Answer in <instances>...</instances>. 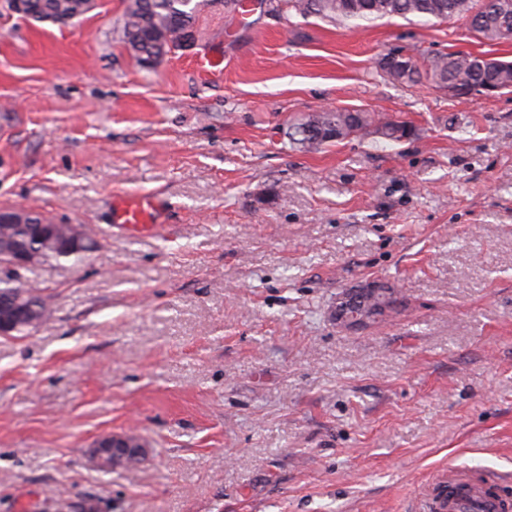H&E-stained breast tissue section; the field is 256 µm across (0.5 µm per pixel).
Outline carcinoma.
I'll list each match as a JSON object with an SVG mask.
<instances>
[{"label":"carcinoma","mask_w":512,"mask_h":512,"mask_svg":"<svg viewBox=\"0 0 512 512\" xmlns=\"http://www.w3.org/2000/svg\"><path fill=\"white\" fill-rule=\"evenodd\" d=\"M206 0H126L122 16V36L137 61L154 59L161 62L180 49L183 34L192 29L203 37L199 15ZM269 10L287 16L318 17L338 28L355 29L363 23L378 19L399 17L439 23L451 20H471L469 30L476 36L497 41L512 37V0H497L498 9L487 10L486 0H264ZM85 14L83 0H28L26 17L37 22H59L63 18L76 19ZM386 56L388 65L379 68L388 81L403 86H414L426 81L441 88L453 79H461L475 87L491 80V70L478 56L459 51L438 53L425 59L394 49ZM313 126V133L297 136L288 133L289 144L299 150H312L337 142L375 124L374 115L363 111L336 110L317 112L304 119ZM41 215L34 213L23 224H0V254H9L22 246L42 250L43 262L53 264L67 257L80 261L93 241L87 238L83 251L61 256L59 243L68 228H55L51 238L37 236ZM28 307L35 319H49L53 309L50 296L39 288H28L21 280L8 282L0 279V306L11 309Z\"/></svg>","instance_id":"cac0c4a2"}]
</instances>
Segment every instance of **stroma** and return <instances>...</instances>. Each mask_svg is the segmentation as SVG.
Masks as SVG:
<instances>
[{
    "mask_svg": "<svg viewBox=\"0 0 512 512\" xmlns=\"http://www.w3.org/2000/svg\"><path fill=\"white\" fill-rule=\"evenodd\" d=\"M124 0L68 23L0 0V208L96 241L36 265L54 315L0 336V512H417L447 468L512 495V92L463 99L385 80L377 60L463 50L512 60L459 22L205 6L195 46L142 68ZM223 56L205 76L198 55ZM361 109L412 139L315 151L299 117ZM169 202L156 236L113 232V196ZM394 311L348 330L343 289ZM135 432L138 470L93 441ZM131 437V438H130ZM133 434H106L97 438L87 453V462L90 467L109 470L108 457L112 455V470H118V461H122L123 466L120 471H133L138 469L142 462L130 461L129 458L146 460L148 456L147 445Z\"/></svg>",
    "mask_w": 512,
    "mask_h": 512,
    "instance_id": "35a3bbf8",
    "label": "stroma"
}]
</instances>
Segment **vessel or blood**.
<instances>
[{
  "label": "vessel or blood",
  "instance_id": "vessel-or-blood-1",
  "mask_svg": "<svg viewBox=\"0 0 512 512\" xmlns=\"http://www.w3.org/2000/svg\"><path fill=\"white\" fill-rule=\"evenodd\" d=\"M166 203L155 192H137L114 198L111 222L129 236L153 235L163 224ZM423 512H512V501L501 493H488L485 486L449 470L432 488L424 490Z\"/></svg>",
  "mask_w": 512,
  "mask_h": 512
}]
</instances>
